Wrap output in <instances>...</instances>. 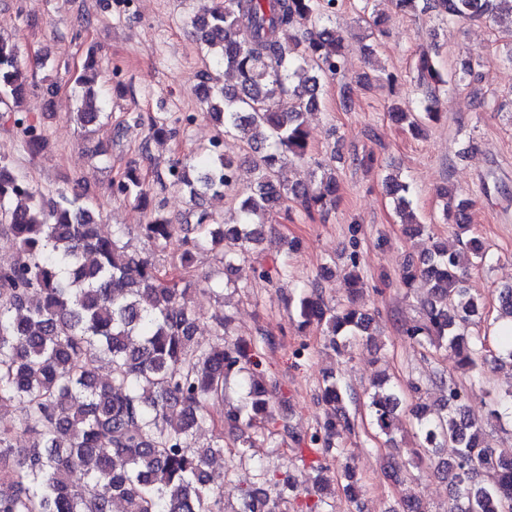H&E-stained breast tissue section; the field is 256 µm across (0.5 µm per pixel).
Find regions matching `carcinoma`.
Here are the masks:
<instances>
[{
  "label": "carcinoma",
  "instance_id": "obj_1",
  "mask_svg": "<svg viewBox=\"0 0 512 512\" xmlns=\"http://www.w3.org/2000/svg\"><path fill=\"white\" fill-rule=\"evenodd\" d=\"M190 17L196 41L210 49L215 64L236 77V84L204 81L206 116L220 134L237 136L262 150L253 161L249 190L235 192L237 165L225 157L222 139L205 148L195 164H169L164 186L180 190L194 202L208 193L233 194L240 219L218 224L205 210L193 224H176L161 208L151 210L137 232L150 243L133 251L123 242L126 230L99 233V215L81 195L57 192L47 198L27 186L0 160V227L19 244L20 257L0 266V408L17 414L0 427V512H224V487L240 494V512H279V503L297 501V512H321L320 498L302 503L291 475L238 480L212 469L224 455V429L233 432L230 447L242 458L277 438H296L268 399L270 376L258 351L264 339L224 342L231 316L218 308L211 316L212 339L199 341L198 314L191 301L190 267L195 253L216 250L226 276L238 271L264 234L266 213L293 202L307 214L336 206V176L317 161L309 182L290 183L289 164L312 160L306 116L317 110L323 83L345 71L343 38L328 27L340 0H210ZM402 11L418 4L450 22L487 18L512 29V0H395ZM469 57L452 78L462 83L482 66ZM425 99L417 109L391 108L392 120L419 134L426 120L436 121V91L447 83L424 50L416 62ZM99 60L88 55L76 84L97 82ZM29 90L15 45L0 38V106L16 112ZM288 97V110L279 106ZM83 125L99 118V108L85 101L77 112ZM27 150L45 146L40 128L22 117ZM166 116L150 118L154 135L177 133ZM400 223L414 237L426 225L412 208L410 186L396 178L384 181ZM112 194L138 205L148 204L145 182L130 168L111 184ZM470 202L459 201L443 215L461 229L468 224ZM178 241L179 261L166 271L157 253ZM482 242L470 238L465 247L448 251L433 242L403 267L400 281L420 277L433 298L422 304L423 318L405 335L430 354L451 349L458 368L481 372L512 371V331L505 336L472 335L468 330L486 315V303L465 286L468 269L482 265ZM297 308L301 327L322 331L335 354L350 353L351 340L372 335L373 318L358 308L330 307L313 279ZM512 321V286L496 296V317ZM109 367L106 378L95 365ZM385 374L372 383L364 406L376 434L394 441L400 414L412 418L418 458L438 448H457L443 463L453 490L448 512H512V448L482 444L481 427L467 414L455 383L443 389L441 404L429 405L421 386L388 384ZM412 401L402 406L403 398ZM325 420L308 437L327 456L342 450L353 424L345 394L335 374L323 381ZM221 405L220 429L209 442H199L197 429L210 409ZM490 417L512 420V392L490 410ZM27 444L14 446L15 437ZM275 495H270L268 488Z\"/></svg>",
  "mask_w": 512,
  "mask_h": 512
}]
</instances>
